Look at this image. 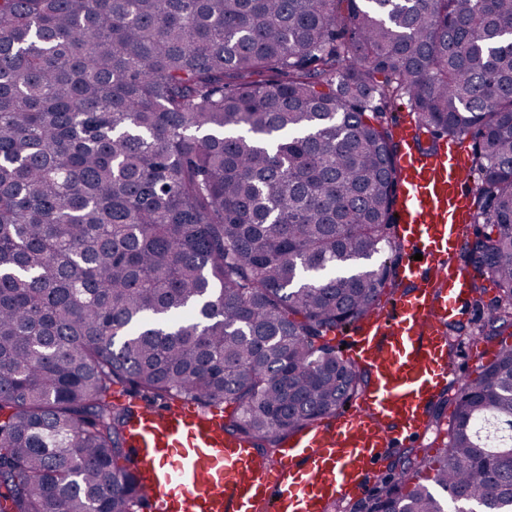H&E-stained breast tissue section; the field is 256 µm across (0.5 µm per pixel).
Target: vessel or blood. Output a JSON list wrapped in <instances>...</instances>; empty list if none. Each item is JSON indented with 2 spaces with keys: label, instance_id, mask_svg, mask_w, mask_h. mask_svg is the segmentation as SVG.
I'll return each instance as SVG.
<instances>
[{
  "label": "vessel or blood",
  "instance_id": "vessel-or-blood-1",
  "mask_svg": "<svg viewBox=\"0 0 512 512\" xmlns=\"http://www.w3.org/2000/svg\"><path fill=\"white\" fill-rule=\"evenodd\" d=\"M403 186L398 236L415 258L411 284L392 306H378L348 342L370 382L356 406L282 443L261 461L250 443L224 431V418L196 403L141 409L136 450L154 472L147 512H326L334 500L363 496L392 448L415 442L429 408L448 384V324L471 294V272L455 265L472 221V180L454 149L397 160Z\"/></svg>",
  "mask_w": 512,
  "mask_h": 512
}]
</instances>
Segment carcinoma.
<instances>
[{"mask_svg": "<svg viewBox=\"0 0 512 512\" xmlns=\"http://www.w3.org/2000/svg\"><path fill=\"white\" fill-rule=\"evenodd\" d=\"M511 32L512 0H0V512H137L144 405L230 404L269 460L363 394L328 334L402 287L401 96L474 141L502 341L365 512H448L424 471L512 512Z\"/></svg>", "mask_w": 512, "mask_h": 512, "instance_id": "obj_1", "label": "carcinoma"}]
</instances>
